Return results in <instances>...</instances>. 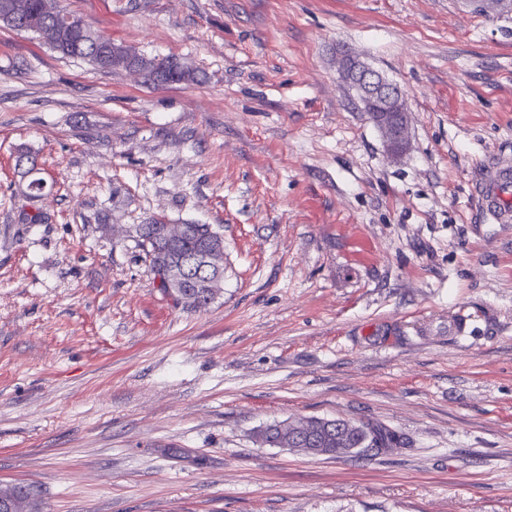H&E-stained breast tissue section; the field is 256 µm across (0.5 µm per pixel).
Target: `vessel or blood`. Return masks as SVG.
Returning <instances> with one entry per match:
<instances>
[{"label": "vessel or blood", "instance_id": "obj_1", "mask_svg": "<svg viewBox=\"0 0 512 512\" xmlns=\"http://www.w3.org/2000/svg\"><path fill=\"white\" fill-rule=\"evenodd\" d=\"M475 198L481 213L500 224L512 222V160L493 157L484 163Z\"/></svg>", "mask_w": 512, "mask_h": 512}]
</instances>
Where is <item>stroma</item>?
<instances>
[{"label": "stroma", "mask_w": 512, "mask_h": 512, "mask_svg": "<svg viewBox=\"0 0 512 512\" xmlns=\"http://www.w3.org/2000/svg\"><path fill=\"white\" fill-rule=\"evenodd\" d=\"M197 83L91 70L0 25V486L40 512H512V12L481 0H61ZM399 85L391 159L337 74ZM55 181L17 188L19 150ZM46 211L45 224L20 223ZM224 238L194 308L121 227ZM372 422L402 447L308 456L259 429ZM475 198L481 213L499 224L512 220V161L493 157L482 168L475 186Z\"/></svg>", "instance_id": "35a3bbf8"}]
</instances>
